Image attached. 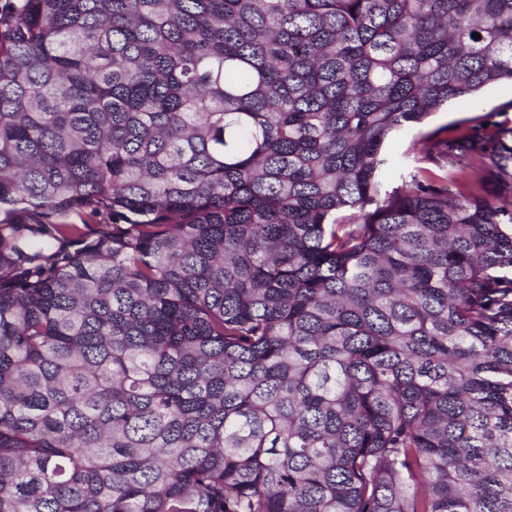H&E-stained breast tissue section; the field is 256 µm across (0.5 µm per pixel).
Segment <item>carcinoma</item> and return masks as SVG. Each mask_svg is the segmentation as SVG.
Returning a JSON list of instances; mask_svg holds the SVG:
<instances>
[{"instance_id": "cac0c4a2", "label": "carcinoma", "mask_w": 512, "mask_h": 512, "mask_svg": "<svg viewBox=\"0 0 512 512\" xmlns=\"http://www.w3.org/2000/svg\"><path fill=\"white\" fill-rule=\"evenodd\" d=\"M501 81L512 0H8L0 512H512L507 132L376 179Z\"/></svg>"}]
</instances>
